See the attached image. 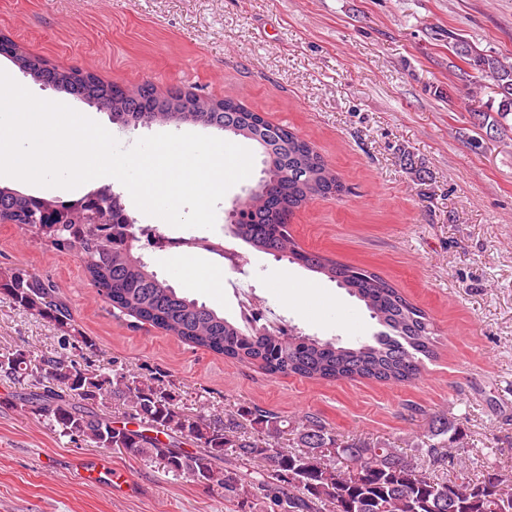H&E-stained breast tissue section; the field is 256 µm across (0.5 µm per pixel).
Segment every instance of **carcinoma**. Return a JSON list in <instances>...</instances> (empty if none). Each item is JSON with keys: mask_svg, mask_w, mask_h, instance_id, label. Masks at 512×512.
Instances as JSON below:
<instances>
[{"mask_svg": "<svg viewBox=\"0 0 512 512\" xmlns=\"http://www.w3.org/2000/svg\"><path fill=\"white\" fill-rule=\"evenodd\" d=\"M14 43L0 55L32 79L110 111L112 123L135 129L144 115L164 125L181 91L160 96L144 82L133 88L103 82L77 67L51 66L44 59L14 55ZM470 67L495 82L497 113L506 127L512 115V64L496 57H469ZM234 99L210 100L197 110L220 123L218 130L248 141L263 157L258 182L234 207L240 210L232 235L258 251L299 265L346 289L364 303L379 329L344 343L292 327H251L176 291L127 246L124 224H75L65 200L0 187V216L38 235L28 225L35 212L62 216L63 224L44 234L59 252L79 259L90 283L120 313L180 341L241 363L257 364L271 375L336 381L363 378L390 384L416 379L423 359L435 354L433 322L423 308L375 272L302 250L286 232L287 217L315 196H340L345 187L315 148L290 128L267 129L257 112H220ZM0 293L32 315L49 320L63 343L84 336L52 283L26 268L0 267ZM0 375L29 378L32 389L18 396L34 415L58 432L94 448L123 451L159 462L189 479L224 490V499H252L258 512H512V474L499 471L470 478L460 470L448 479L427 474L422 457L445 460L462 447V433L445 416L435 417L423 438L403 450L391 443L359 438L340 442L313 416L294 422L295 446L279 439L288 420L260 407L217 421L188 414L174 392L137 373L110 374L81 369L62 353L31 359L17 351L0 355ZM115 401L122 420L99 410ZM252 428L261 433L254 436ZM187 443L195 451L184 448Z\"/></svg>", "mask_w": 512, "mask_h": 512, "instance_id": "obj_1", "label": "carcinoma"}]
</instances>
